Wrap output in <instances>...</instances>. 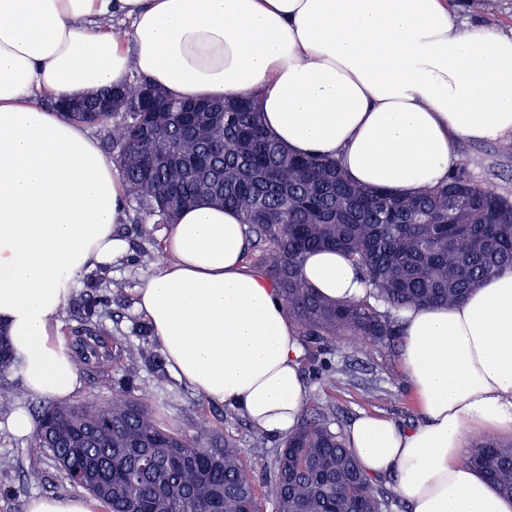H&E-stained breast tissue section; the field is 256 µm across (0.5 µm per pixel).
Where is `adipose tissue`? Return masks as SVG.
I'll return each instance as SVG.
<instances>
[{
	"label": "adipose tissue",
	"instance_id": "ef3b65f1",
	"mask_svg": "<svg viewBox=\"0 0 512 512\" xmlns=\"http://www.w3.org/2000/svg\"><path fill=\"white\" fill-rule=\"evenodd\" d=\"M135 73L177 99L250 96L290 152L399 195L447 182L457 140L512 139V31L463 19L453 0H0V325L33 398L81 388L60 317L81 276L127 250L115 163L36 96ZM245 249L236 211L184 210L136 306L179 381L284 437L309 398L303 346ZM302 273L327 299L366 295L342 252L311 254ZM399 321L419 420L360 415L348 447L409 512H512L467 462L474 435H512V269Z\"/></svg>",
	"mask_w": 512,
	"mask_h": 512
}]
</instances>
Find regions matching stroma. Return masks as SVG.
<instances>
[{
    "instance_id": "35a3bbf8",
    "label": "stroma",
    "mask_w": 512,
    "mask_h": 512,
    "mask_svg": "<svg viewBox=\"0 0 512 512\" xmlns=\"http://www.w3.org/2000/svg\"><path fill=\"white\" fill-rule=\"evenodd\" d=\"M459 152L474 181L494 182L502 193L512 198V158L500 156L495 143L464 142L460 144ZM164 230L161 224H142L137 231L127 233L129 259L106 270L104 278L97 282L101 289L112 280L126 283L123 298L113 301L110 311L102 317L112 337L133 344L139 341L138 327L143 324L144 317L135 307V290L154 265L152 254L161 246ZM334 360L351 363L353 380H340L333 386L311 380L307 386L310 404L329 400L338 408L336 430H346L363 412L380 414L402 425L417 421L416 399L401 372L399 348L371 345L357 337L345 336L336 341ZM5 381L12 386L16 398L13 407L0 409V455L14 457L18 466L0 471V512H26L30 499L68 495L72 488L59 477L48 459L27 455V438L9 431L7 422L14 408L27 407L28 401L16 373H8ZM155 404L172 427L186 433L191 432L198 419L208 418L219 435L237 440L246 463L255 472L270 470L276 438L260 436L232 408L204 402L171 375L164 381ZM34 468L43 470L46 479L42 484L31 486L26 484L24 475Z\"/></svg>"
}]
</instances>
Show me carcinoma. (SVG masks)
<instances>
[{"label":"carcinoma","instance_id":"obj_1","mask_svg":"<svg viewBox=\"0 0 512 512\" xmlns=\"http://www.w3.org/2000/svg\"><path fill=\"white\" fill-rule=\"evenodd\" d=\"M139 75L112 89L116 111L88 126L103 133L124 181L128 223L172 224L183 209L208 200L239 212L246 225L245 258L272 281L297 324L315 381L336 382L349 371L332 361V343L359 336L393 347L400 336L395 313L415 305L451 306L488 276L512 268V200L492 182L478 183L459 165L448 182L401 197L356 185L334 159L296 156L265 128L255 100L239 96L215 103L209 122L196 129L171 112L141 131ZM460 206L448 218V198ZM343 251L368 286L359 301L323 298L302 277L307 254ZM107 300L94 285L78 304L75 362L101 373L112 356L101 318ZM127 350L133 365L150 364L153 382H136L124 369L106 403L54 401L39 406L29 445L47 455L63 478L85 490L105 512H259L257 490L270 488L276 512H387L396 499L391 481H372L333 428L335 407L303 411L296 429L274 449L270 478L245 464L241 448L216 435L206 418L195 434L162 421L145 397L163 381V358L147 340ZM0 326V373L15 367ZM142 397L131 395L132 389ZM90 469L75 481L65 463ZM470 466L512 501V442L478 437Z\"/></svg>","mask_w":512,"mask_h":512}]
</instances>
